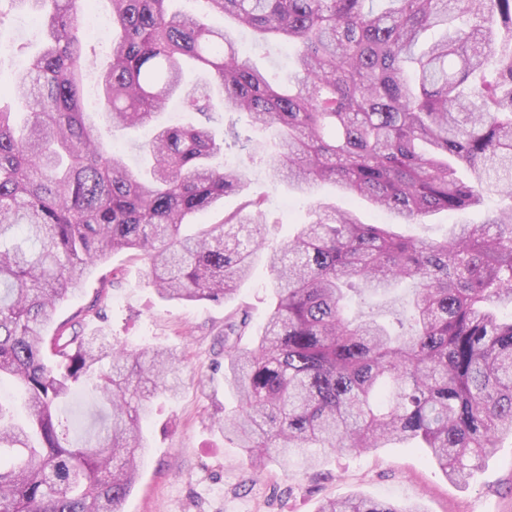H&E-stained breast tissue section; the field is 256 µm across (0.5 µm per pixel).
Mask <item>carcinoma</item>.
I'll list each match as a JSON object with an SVG mask.
<instances>
[{
	"label": "carcinoma",
	"instance_id": "cac0c4a2",
	"mask_svg": "<svg viewBox=\"0 0 512 512\" xmlns=\"http://www.w3.org/2000/svg\"><path fill=\"white\" fill-rule=\"evenodd\" d=\"M43 23L40 51L0 108V391L21 393L15 423L0 401V512H121L147 453L143 425L175 394L179 354L130 348L89 306L49 328L56 306L120 251L146 266L164 299L237 298L259 254L273 306L259 329L224 317V382L238 403L217 418L255 470L310 448H424L451 482L512 437V206L483 224L467 213L512 199V0H109V64L83 52L86 0H9ZM220 13L291 53L288 87L258 69ZM209 74L185 84L184 63ZM177 101L187 125L156 123ZM247 116L217 138L216 113ZM153 126L148 171L108 149L91 114ZM277 142L256 157L252 133ZM230 149L309 194L331 182L389 224L318 204L287 241L269 244L264 201L195 237L187 219L246 184L213 164ZM455 217L448 237L416 240L395 224ZM409 284L408 314L350 316V291ZM249 337L246 347L242 339ZM84 391L108 416L81 447L59 433V405ZM318 512H421L360 497Z\"/></svg>",
	"mask_w": 512,
	"mask_h": 512
}]
</instances>
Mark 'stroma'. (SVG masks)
Segmentation results:
<instances>
[{
	"label": "stroma",
	"mask_w": 512,
	"mask_h": 512,
	"mask_svg": "<svg viewBox=\"0 0 512 512\" xmlns=\"http://www.w3.org/2000/svg\"><path fill=\"white\" fill-rule=\"evenodd\" d=\"M19 18L10 8L0 12L2 85L9 84L26 56L39 49L35 30L20 28ZM231 32L256 65L287 80V50L269 53L254 34L236 26ZM225 160L239 168L250 194L264 196L271 243L294 235L319 203L357 208L368 224L387 220L385 213L358 206L331 184L303 195L274 181L262 164L246 156L230 151ZM238 299L250 305L254 325L265 321L271 296L264 263H257L241 284ZM92 304L103 313L112 336L132 346L174 348L183 357L181 389L177 395L160 397L143 427L150 451L122 512H317L325 500L356 493L376 501L415 504L422 512H512L511 438L482 461L465 485L449 482L424 449L399 445L372 453L329 451L312 469L298 460L285 470L271 464L252 471L240 450L213 425L218 408L236 403L222 376L212 371L213 363L224 359L226 304L160 298L143 264L128 253L99 264L82 291L55 309L52 320L61 322ZM104 416L90 396L80 393L64 407L60 419L70 444L80 445Z\"/></svg>",
	"instance_id": "stroma-1"
}]
</instances>
